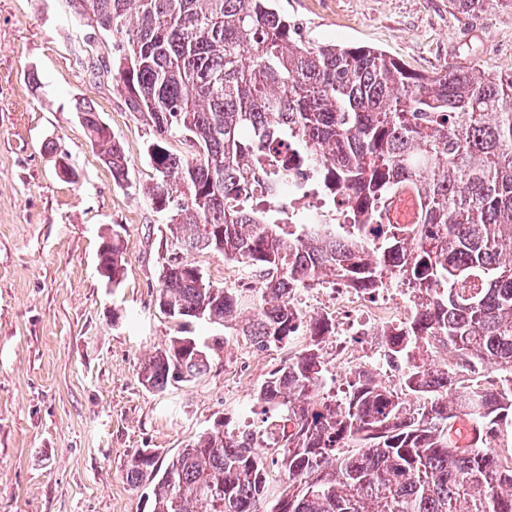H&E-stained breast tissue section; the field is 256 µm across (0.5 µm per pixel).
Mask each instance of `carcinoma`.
<instances>
[{"label":"carcinoma","instance_id":"1","mask_svg":"<svg viewBox=\"0 0 512 512\" xmlns=\"http://www.w3.org/2000/svg\"><path fill=\"white\" fill-rule=\"evenodd\" d=\"M71 7L112 37L125 103L156 132L147 195L164 224L165 314L224 325L250 293L258 312L239 333L267 349L303 323L293 290L327 276L368 292L390 277L417 299L392 334L403 394L366 375L345 404L330 398L320 348L330 325L317 319L306 348L256 392L276 423L208 430L165 463L131 457L126 480L152 485V512H512V462L489 442L512 427V75L451 66L423 76L377 49L298 39L273 0ZM78 112L112 177L127 178L99 113ZM297 166L344 197L352 223H300L282 188ZM404 185L416 222L386 224L383 203ZM123 249L116 232L98 249L114 288ZM212 252L258 273L255 287H200L187 256ZM226 343L191 349L176 337L141 380L157 392L194 381ZM438 347L454 361L431 362ZM490 372L499 383L487 386ZM404 395L423 403L413 410ZM460 417L474 425L462 448L448 436Z\"/></svg>","mask_w":512,"mask_h":512}]
</instances>
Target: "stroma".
<instances>
[{"mask_svg": "<svg viewBox=\"0 0 512 512\" xmlns=\"http://www.w3.org/2000/svg\"><path fill=\"white\" fill-rule=\"evenodd\" d=\"M301 36L368 46L429 74L474 63L512 73V0L464 13L451 0H275ZM109 36L67 0H0V512H150V487L125 478L131 456L169 459L214 421L263 427L254 394L306 344L259 349L234 328L183 329L158 306L160 218L142 192L151 129L100 63ZM87 101L129 165L118 183L75 109ZM119 232L125 276L97 266ZM210 280L253 281L223 255L196 256ZM223 336L210 371L165 392L140 364L183 333Z\"/></svg>", "mask_w": 512, "mask_h": 512, "instance_id": "35a3bbf8", "label": "stroma"}]
</instances>
